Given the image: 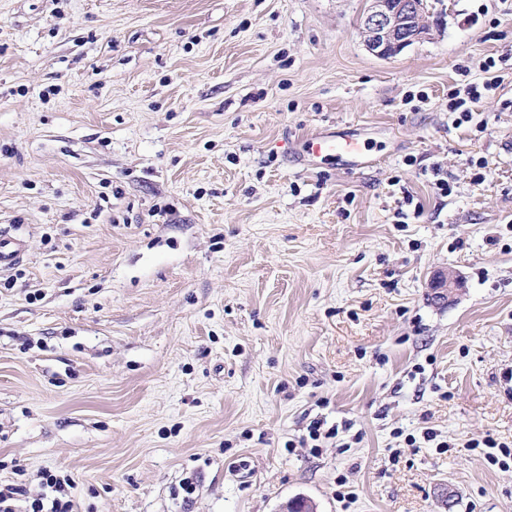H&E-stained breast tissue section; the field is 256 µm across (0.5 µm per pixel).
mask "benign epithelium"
Returning a JSON list of instances; mask_svg holds the SVG:
<instances>
[{
    "mask_svg": "<svg viewBox=\"0 0 512 512\" xmlns=\"http://www.w3.org/2000/svg\"><path fill=\"white\" fill-rule=\"evenodd\" d=\"M427 0H370L362 20L367 51L390 59L428 34ZM428 287L440 301L451 300L463 282L453 272L432 278Z\"/></svg>",
    "mask_w": 512,
    "mask_h": 512,
    "instance_id": "benign-epithelium-1",
    "label": "benign epithelium"
}]
</instances>
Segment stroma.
Instances as JSON below:
<instances>
[{"mask_svg": "<svg viewBox=\"0 0 512 512\" xmlns=\"http://www.w3.org/2000/svg\"><path fill=\"white\" fill-rule=\"evenodd\" d=\"M366 6L0 0V230L27 248L0 271V484L52 470L76 512H512L479 445L512 444V0H429L386 60ZM490 56L504 82L455 127ZM325 130L364 163H309ZM305 152L313 157H336L361 160L365 156L366 144L347 133L312 135L306 139ZM428 287L431 288L438 300H448L449 302L454 293L463 287V282L459 275L448 271V273H441L432 278L428 283Z\"/></svg>", "mask_w": 512, "mask_h": 512, "instance_id": "1", "label": "stroma"}]
</instances>
